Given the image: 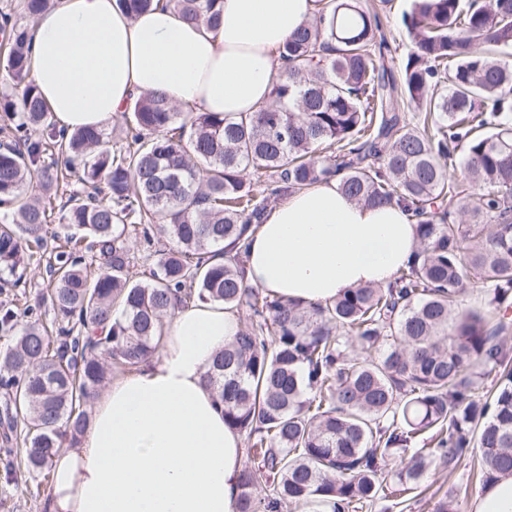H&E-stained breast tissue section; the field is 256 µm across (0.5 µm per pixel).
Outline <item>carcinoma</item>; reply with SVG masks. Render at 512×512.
Segmentation results:
<instances>
[{
  "label": "carcinoma",
  "mask_w": 512,
  "mask_h": 512,
  "mask_svg": "<svg viewBox=\"0 0 512 512\" xmlns=\"http://www.w3.org/2000/svg\"><path fill=\"white\" fill-rule=\"evenodd\" d=\"M49 2L23 0L21 20L0 13L13 136L0 145V274L26 268L53 220L84 231L50 270L57 335L0 316L13 333L0 351L4 438L22 436L29 475L49 478L56 452L77 444L108 361L136 368L171 311L196 301L224 303L241 324L205 375L257 462L242 469L237 512H386L381 466L408 453L394 472L407 490L437 459L453 471L469 458L487 480L512 472V0H413L397 68L375 9L325 0L283 45L267 104L222 115L143 95L122 113L118 149L95 127L57 126L29 79L30 31ZM118 2L137 15L160 0ZM166 2L221 24L224 0ZM78 171L81 187L57 202L54 187ZM331 178L361 204L408 207L415 258L388 286L325 305L248 285L249 234L270 203ZM136 231L174 243L145 281L130 276ZM471 281L479 306L461 302Z\"/></svg>",
  "instance_id": "obj_1"
}]
</instances>
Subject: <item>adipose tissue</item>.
Returning <instances> with one entry per match:
<instances>
[{"label":"adipose tissue","mask_w":512,"mask_h":512,"mask_svg":"<svg viewBox=\"0 0 512 512\" xmlns=\"http://www.w3.org/2000/svg\"><path fill=\"white\" fill-rule=\"evenodd\" d=\"M318 9V0H224L209 31L168 8L132 17L117 0H55L34 23L32 80L71 130L104 128L148 93L200 112H253L269 100L283 45ZM417 246L401 205L356 203L332 179L267 211L249 238L246 280L325 304L388 285ZM239 329L223 303L176 308L159 354L112 380L78 444L54 457L47 512H236L242 439L205 374Z\"/></svg>","instance_id":"adipose-tissue-1"}]
</instances>
